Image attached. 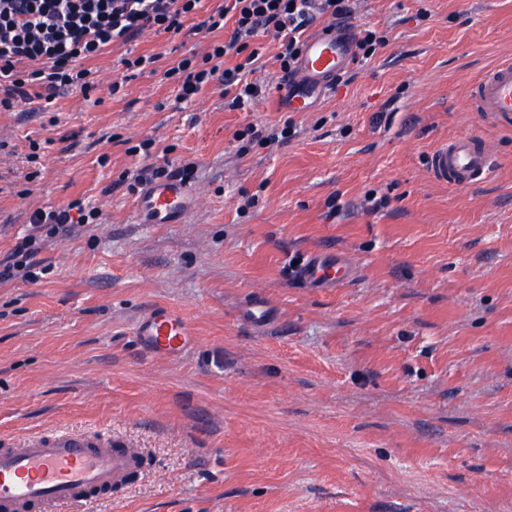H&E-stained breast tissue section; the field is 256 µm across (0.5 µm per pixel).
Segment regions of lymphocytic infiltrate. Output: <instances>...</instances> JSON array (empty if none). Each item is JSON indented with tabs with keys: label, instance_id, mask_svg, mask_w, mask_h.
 I'll list each match as a JSON object with an SVG mask.
<instances>
[{
	"label": "lymphocytic infiltrate",
	"instance_id": "1",
	"mask_svg": "<svg viewBox=\"0 0 512 512\" xmlns=\"http://www.w3.org/2000/svg\"><path fill=\"white\" fill-rule=\"evenodd\" d=\"M203 0H0V112L14 111L39 100L50 111L61 91L89 93L97 79L90 60L104 51L125 48L122 77L113 81L119 92L125 79L152 69L153 54H133L130 47L144 32L177 38L187 17H197L206 33L228 31L211 42L204 54L177 60L164 77L178 87L177 99L191 101L206 86H224L229 110H247L266 91L254 80L263 46L259 36L277 45L275 61L281 73L292 71L302 41L317 19L329 23L348 19L353 0H227L209 10ZM236 58L225 67L226 58ZM90 219L89 213L72 214L70 208L39 209L30 216V232L18 241L6 262L0 263V282L34 280L42 272L37 261V240L71 235Z\"/></svg>",
	"mask_w": 512,
	"mask_h": 512
}]
</instances>
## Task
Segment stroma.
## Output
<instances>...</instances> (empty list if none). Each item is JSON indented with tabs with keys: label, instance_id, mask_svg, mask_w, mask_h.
I'll use <instances>...</instances> for the list:
<instances>
[{
	"label": "stroma",
	"instance_id": "1",
	"mask_svg": "<svg viewBox=\"0 0 512 512\" xmlns=\"http://www.w3.org/2000/svg\"><path fill=\"white\" fill-rule=\"evenodd\" d=\"M350 23L385 43L309 112L281 110L272 46L248 111L220 84L178 102L163 71L213 40L192 17L178 41L141 35L156 70L118 94L114 48L90 97L0 112V261L37 209L99 213L42 242L48 274L0 283V441L66 426L144 458L66 512H512V128L469 95L512 56V0H360ZM288 120L291 140L239 137ZM471 130L493 178L430 179L428 154ZM186 164L187 219L132 223V174ZM312 251L348 281H293ZM253 292L273 311L260 333L240 318ZM161 307L191 327L180 357L133 336Z\"/></svg>",
	"mask_w": 512,
	"mask_h": 512
}]
</instances>
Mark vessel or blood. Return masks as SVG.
I'll return each mask as SVG.
<instances>
[{
    "mask_svg": "<svg viewBox=\"0 0 512 512\" xmlns=\"http://www.w3.org/2000/svg\"><path fill=\"white\" fill-rule=\"evenodd\" d=\"M353 61L351 38L331 30L318 31L304 41L300 64L293 75L281 78L279 101L292 112H306L323 95L336 72ZM477 112L502 125H512V57L487 68L471 90ZM493 154L487 140L467 132L443 140L431 152V179L468 187L489 177ZM199 195L177 180L146 187L134 210L138 224H174L183 220ZM345 261L315 252L293 270L309 288H333L344 279ZM241 317L264 330L273 315L261 295L248 301ZM134 334L139 344L170 357L180 355L191 336L180 315L158 308L143 316ZM140 465L134 448H106L101 439L63 429L0 448V512H58L62 506L92 505L94 492L122 485Z\"/></svg>",
    "mask_w": 512,
    "mask_h": 512,
    "instance_id": "1",
    "label": "vessel or blood"
}]
</instances>
